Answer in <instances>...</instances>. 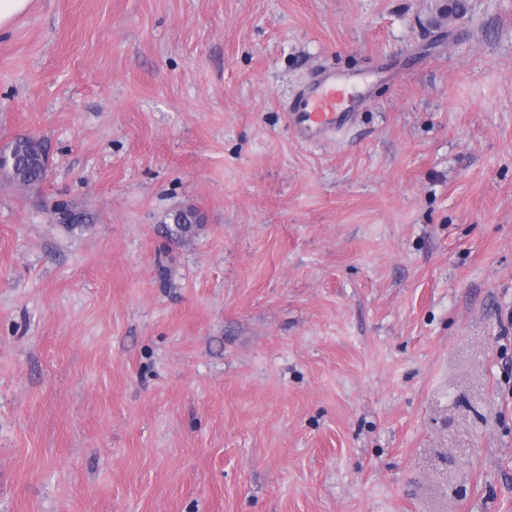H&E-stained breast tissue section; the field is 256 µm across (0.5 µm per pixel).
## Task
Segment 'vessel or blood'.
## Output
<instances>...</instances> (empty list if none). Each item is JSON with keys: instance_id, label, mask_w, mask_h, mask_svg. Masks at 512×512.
I'll return each instance as SVG.
<instances>
[{"instance_id": "vessel-or-blood-1", "label": "vessel or blood", "mask_w": 512, "mask_h": 512, "mask_svg": "<svg viewBox=\"0 0 512 512\" xmlns=\"http://www.w3.org/2000/svg\"><path fill=\"white\" fill-rule=\"evenodd\" d=\"M348 82V77L326 70L298 91L288 106V125L299 138L330 139L351 121L344 104Z\"/></svg>"}]
</instances>
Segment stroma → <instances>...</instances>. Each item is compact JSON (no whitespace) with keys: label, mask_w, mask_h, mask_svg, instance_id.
<instances>
[{"label":"stroma","mask_w":512,"mask_h":512,"mask_svg":"<svg viewBox=\"0 0 512 512\" xmlns=\"http://www.w3.org/2000/svg\"><path fill=\"white\" fill-rule=\"evenodd\" d=\"M467 2L0 33V150L48 157L0 177V512H512V0ZM322 69L367 101L301 140ZM4 155L11 162L8 165V158L0 155V167H4L3 170L13 182L28 186L41 181L45 176L47 158L38 141L18 139ZM173 226H167V237L178 242L189 236L199 222L198 214L193 209H179L169 214Z\"/></svg>","instance_id":"obj_1"}]
</instances>
